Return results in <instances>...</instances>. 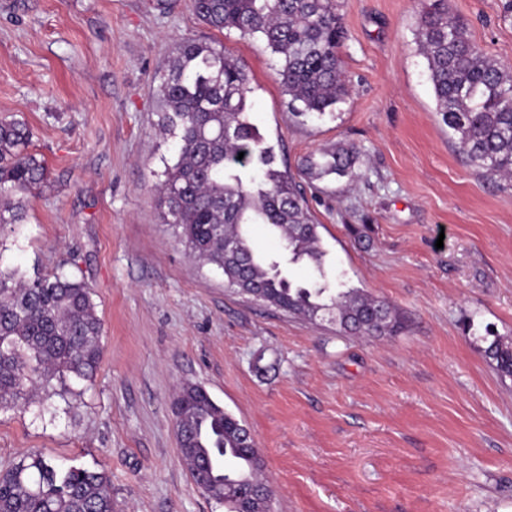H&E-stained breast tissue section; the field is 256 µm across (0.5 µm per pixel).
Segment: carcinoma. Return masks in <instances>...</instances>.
Instances as JSON below:
<instances>
[{
    "label": "carcinoma",
    "instance_id": "1",
    "mask_svg": "<svg viewBox=\"0 0 512 512\" xmlns=\"http://www.w3.org/2000/svg\"><path fill=\"white\" fill-rule=\"evenodd\" d=\"M210 28L260 36L278 56L276 75L295 114L322 116L349 95L342 78L344 30L336 0H190ZM418 43L427 60L437 111L469 163L512 189V70L490 62L467 37L449 0H427ZM159 127L177 139L176 161L165 166L158 205L192 256L217 266L230 290L308 321L328 317L351 336H387L400 328L393 305L341 281L331 287L327 252L300 185L263 146L247 106L246 65L200 39H186L156 89ZM31 132L21 120L0 122V227L22 224L28 198L49 182L43 160L28 152ZM243 158H238L239 153ZM358 149L336 143L307 157L310 180L355 177ZM264 224L282 255L256 253L248 226ZM311 266L316 277L292 281L283 263ZM101 322L89 288L65 275L34 280L0 267V411L18 406L30 389L56 376L88 379L102 355ZM484 357L512 377V340L483 337ZM178 425L191 433L183 459L203 458L190 472L217 505L258 487L255 512H269L273 492L261 477L259 450L244 429L202 388L177 394ZM0 512H113L104 472L31 455L0 471Z\"/></svg>",
    "mask_w": 512,
    "mask_h": 512
}]
</instances>
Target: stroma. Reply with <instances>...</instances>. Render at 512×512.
Wrapping results in <instances>:
<instances>
[{"mask_svg":"<svg viewBox=\"0 0 512 512\" xmlns=\"http://www.w3.org/2000/svg\"><path fill=\"white\" fill-rule=\"evenodd\" d=\"M0 0V120L25 121L51 184L0 228V264L90 289L92 378L0 412V469L39 453L106 472L114 512H224L178 450L176 389L203 387L255 437L276 512H512V380L482 353L512 338V196L470 165L436 109L417 42L423 0H336L350 93L295 117L256 36L189 0ZM504 0H451L512 68ZM210 40L251 74L249 112L278 167L337 142L353 180L302 181L329 279L388 300L401 330L347 336L228 291L164 224L174 141L156 89L177 44ZM365 224L372 243H358Z\"/></svg>","mask_w":512,"mask_h":512,"instance_id":"1","label":"stroma"}]
</instances>
